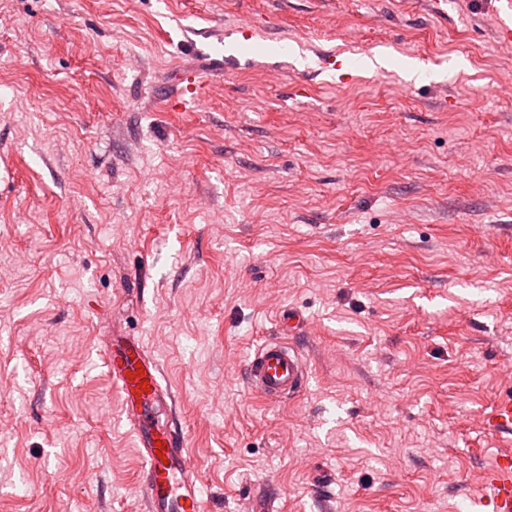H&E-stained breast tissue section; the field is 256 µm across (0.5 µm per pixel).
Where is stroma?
Returning a JSON list of instances; mask_svg holds the SVG:
<instances>
[{
    "mask_svg": "<svg viewBox=\"0 0 512 512\" xmlns=\"http://www.w3.org/2000/svg\"><path fill=\"white\" fill-rule=\"evenodd\" d=\"M432 2L0 0V512H143L116 329L211 512H478L512 53L493 0ZM290 311L309 382L269 403L242 365Z\"/></svg>",
    "mask_w": 512,
    "mask_h": 512,
    "instance_id": "35a3bbf8",
    "label": "stroma"
}]
</instances>
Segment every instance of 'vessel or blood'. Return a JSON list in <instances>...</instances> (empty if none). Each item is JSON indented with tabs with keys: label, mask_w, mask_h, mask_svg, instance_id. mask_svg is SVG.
I'll use <instances>...</instances> for the list:
<instances>
[{
	"label": "vessel or blood",
	"mask_w": 512,
	"mask_h": 512,
	"mask_svg": "<svg viewBox=\"0 0 512 512\" xmlns=\"http://www.w3.org/2000/svg\"><path fill=\"white\" fill-rule=\"evenodd\" d=\"M300 314L283 315L277 335L257 346L243 366L249 390L270 403L297 398L308 383V368L290 338L301 331ZM122 400V414L143 460L141 488L146 512H205L202 483L188 452L186 433L161 408L171 391L161 383L159 363L142 342L114 334L99 351ZM490 431L512 436V396L500 397L486 417ZM489 512H512V452H503L487 470L476 498Z\"/></svg>",
	"instance_id": "1"
}]
</instances>
